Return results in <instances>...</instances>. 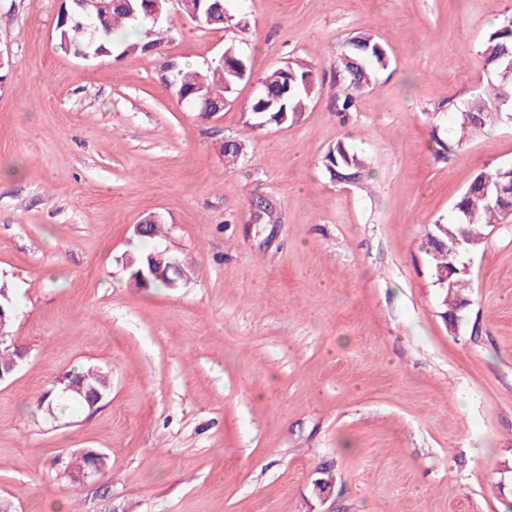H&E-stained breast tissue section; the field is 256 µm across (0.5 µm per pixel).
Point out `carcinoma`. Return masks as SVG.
Instances as JSON below:
<instances>
[{
    "label": "carcinoma",
    "mask_w": 512,
    "mask_h": 512,
    "mask_svg": "<svg viewBox=\"0 0 512 512\" xmlns=\"http://www.w3.org/2000/svg\"><path fill=\"white\" fill-rule=\"evenodd\" d=\"M169 0H104V11L97 20L94 40L82 34L79 24L58 30L61 45L70 47L83 57L97 53H146L160 45L164 34L163 21H154L151 15L166 16ZM216 0H205L195 22L204 29L232 26V15L211 12ZM481 53L490 74L488 89L467 101L461 111L473 113L466 119L458 116L456 127L448 131L443 141L437 131L432 138L438 152L448 155L461 151L476 135L495 123H504L512 115V15H505L486 36ZM234 60H217L201 67L175 68L174 90L191 94L198 101L208 98L222 103L233 87L250 76L245 55L235 51ZM391 59L386 46L371 35H359L348 41L336 57V96L340 97L341 111L353 108L355 96L369 88L376 75L387 69ZM313 71L303 63L278 67L260 79V93L250 106L252 129L267 125L281 126L299 122L307 102L314 92ZM325 167L330 177L340 183L358 182L366 167L365 159L354 149L341 143L336 151L326 156ZM512 184V165H502L477 173L465 192L452 207L451 215L437 219L426 234L427 254L432 278L441 269H455L452 292L443 298V319L453 321L458 300L465 296L470 284V273L462 266L466 250H479L495 224L503 222V208L495 203L497 187ZM172 264L176 256L165 250L138 254L129 261L133 269V284L137 288H168L181 280L178 271L168 275H154L156 259ZM17 303L12 290L0 285V313L5 324L0 326V381L10 379L22 366L26 353L7 343L13 325ZM74 382L83 393L66 392V384ZM112 388V372L97 366L73 371L58 379L42 394L38 408L58 419L91 409V405L105 399ZM96 465L108 467V458L95 449H84L67 463L74 472H82Z\"/></svg>",
    "instance_id": "cac0c4a2"
}]
</instances>
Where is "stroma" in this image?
<instances>
[{"label":"stroma","mask_w":512,"mask_h":512,"mask_svg":"<svg viewBox=\"0 0 512 512\" xmlns=\"http://www.w3.org/2000/svg\"><path fill=\"white\" fill-rule=\"evenodd\" d=\"M225 6L237 26L173 9L155 50L84 59L60 44L64 0H0V281L28 354L0 382V497L16 512H507L512 222L472 255L454 333L423 241L477 172L512 164V123L445 159L431 138L486 84L481 45L512 0ZM361 34L392 64L342 115L336 54ZM228 47L251 76L202 117L169 67ZM290 62L313 70L306 112L251 130L260 78ZM340 141L367 161L359 182L325 170ZM150 214L164 233L139 239ZM153 249L189 280L134 287L125 259ZM88 365L111 369V394L44 419L39 397ZM84 448L110 466L76 487L64 468Z\"/></svg>","instance_id":"35a3bbf8"}]
</instances>
